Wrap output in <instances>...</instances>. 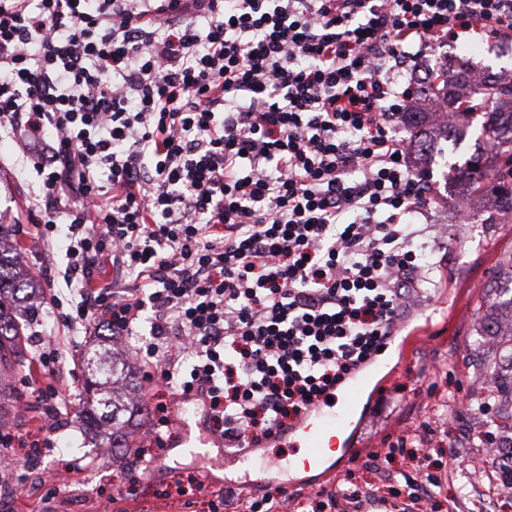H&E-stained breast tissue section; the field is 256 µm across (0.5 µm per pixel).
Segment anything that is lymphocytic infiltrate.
Listing matches in <instances>:
<instances>
[{"label":"lymphocytic infiltrate","instance_id":"lymphocytic-infiltrate-1","mask_svg":"<svg viewBox=\"0 0 512 512\" xmlns=\"http://www.w3.org/2000/svg\"><path fill=\"white\" fill-rule=\"evenodd\" d=\"M466 35L511 44L512 0H0V131L38 177L32 242H64L57 321L131 337L225 447H264L419 302L437 188L399 134L406 72ZM412 462L399 512H437L444 475ZM375 503L346 477L314 512Z\"/></svg>","mask_w":512,"mask_h":512}]
</instances>
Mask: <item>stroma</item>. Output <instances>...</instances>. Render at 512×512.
Listing matches in <instances>:
<instances>
[{"label": "stroma", "mask_w": 512, "mask_h": 512, "mask_svg": "<svg viewBox=\"0 0 512 512\" xmlns=\"http://www.w3.org/2000/svg\"><path fill=\"white\" fill-rule=\"evenodd\" d=\"M471 46L478 52L469 56V63L500 79L512 77V45L488 37L438 45L418 69L424 72L459 59L462 49ZM477 137L472 130L463 140L435 144L422 159L434 173L438 195L430 217L418 219L414 244L434 264L433 282L408 324L412 334L391 369L379 362L369 368L372 380H385L387 402L379 409L367 399L359 403L356 425L346 436L354 453L336 470L338 477L353 473L357 484L373 485L378 496L391 497L394 484L380 482L363 469V461L385 439L412 433L436 414L440 399L433 389L453 377L474 408L459 418L448 416L444 433L425 447L432 461L444 466L450 445L460 435L470 437L458 458L461 472L449 475L439 493V512H512V496L490 501L484 477L470 464L471 456L484 450L488 421L503 427L512 421V411L506 409L512 397V342L499 336L487 344L480 335L492 304L512 297V212L491 205L486 197H473L469 222L475 230L459 232L454 203L463 183L448 175L450 165H462L477 151ZM36 181L16 142L0 138V213L15 218L29 203ZM53 252L50 261L38 249L25 254L35 298L49 296L66 265L62 243H55ZM47 334L65 354L57 400L62 423L52 430L45 427L40 389L46 380L36 360L37 346ZM95 342L125 347L124 338L109 330L62 326L43 305L37 319L25 324L22 347L0 368V428L13 436L11 447L0 454L18 465L31 458L37 461L26 481H17L8 472L0 474V512H104L107 497L119 492L127 512H180V502L165 496L169 486L200 479L223 462L224 448L212 440L206 410L198 402L186 406L188 427H170L165 448L145 440L152 421L148 414L135 420L131 447H98L80 411L89 400L84 354ZM483 372L494 378L493 394L475 386L476 375ZM487 400L492 406L484 415L478 407ZM160 457L164 469L147 473L148 463Z\"/></svg>", "instance_id": "obj_1"}]
</instances>
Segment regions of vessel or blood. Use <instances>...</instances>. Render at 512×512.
<instances>
[{
  "mask_svg": "<svg viewBox=\"0 0 512 512\" xmlns=\"http://www.w3.org/2000/svg\"><path fill=\"white\" fill-rule=\"evenodd\" d=\"M368 383L365 376L353 379L338 406H320L309 411L279 436L280 444L300 451L294 463L296 471L318 469L328 479L333 477L337 461L349 459L351 451L341 447L340 438L352 426L351 408L360 400Z\"/></svg>",
  "mask_w": 512,
  "mask_h": 512,
  "instance_id": "vessel-or-blood-1",
  "label": "vessel or blood"
}]
</instances>
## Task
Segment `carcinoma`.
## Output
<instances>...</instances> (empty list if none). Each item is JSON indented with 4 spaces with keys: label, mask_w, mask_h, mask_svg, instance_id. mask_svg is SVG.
Here are the masks:
<instances>
[{
    "label": "carcinoma",
    "mask_w": 512,
    "mask_h": 512,
    "mask_svg": "<svg viewBox=\"0 0 512 512\" xmlns=\"http://www.w3.org/2000/svg\"><path fill=\"white\" fill-rule=\"evenodd\" d=\"M498 103L494 110L480 113L478 140L483 145L493 143L496 151L489 157L484 154L472 156L463 168L455 170L456 177L474 188H485L498 203L508 205L512 211V80L507 83H494ZM472 94L478 91L473 74L463 72L456 82L448 83V76L438 81L426 77L419 93L422 97L439 96L448 101V117L437 126L427 125L426 113H408V122L419 137L420 146L428 148L431 134L439 132L446 139L458 140L470 128L475 118L473 112H456L455 99L460 93ZM31 284L21 262L17 260L13 248L9 226L0 224V352H16L21 344L23 327L16 319L13 310L22 302L19 293ZM88 364L96 369L101 378L92 379L89 387L95 397V404L85 409L88 425L104 427L103 420L111 425L108 447L126 448L129 445L127 426L135 415L147 411L146 406L136 398L131 366L124 356L107 348H91Z\"/></svg>",
    "instance_id": "cac0c4a2"
}]
</instances>
